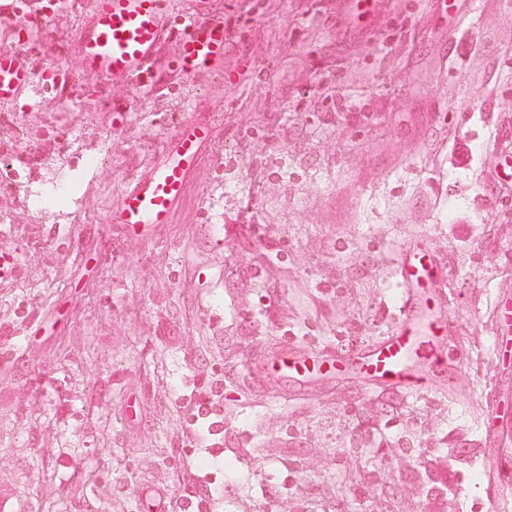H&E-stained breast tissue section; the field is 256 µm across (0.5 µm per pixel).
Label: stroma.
I'll list each match as a JSON object with an SVG mask.
<instances>
[{
  "mask_svg": "<svg viewBox=\"0 0 512 512\" xmlns=\"http://www.w3.org/2000/svg\"><path fill=\"white\" fill-rule=\"evenodd\" d=\"M0 0V47L69 92L0 99V512H490L512 458L498 309L512 302V0H195L224 74L157 48L134 86L85 71L84 0ZM30 12L17 41L5 9ZM193 120L213 137L167 224H116L132 181ZM41 191L34 202L32 191ZM439 263L452 318L423 389L295 385L281 342L345 355L397 325L405 253ZM215 415L191 419L194 383ZM488 499L492 511L498 509L499 499L505 489H511L512 474L510 462H500L495 471H486Z\"/></svg>",
  "mask_w": 512,
  "mask_h": 512,
  "instance_id": "1",
  "label": "stroma"
}]
</instances>
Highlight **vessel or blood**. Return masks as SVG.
Instances as JSON below:
<instances>
[{"instance_id": "1", "label": "vessel or blood", "mask_w": 512, "mask_h": 512, "mask_svg": "<svg viewBox=\"0 0 512 512\" xmlns=\"http://www.w3.org/2000/svg\"><path fill=\"white\" fill-rule=\"evenodd\" d=\"M173 30L165 0H91L89 18L82 30L85 70L119 82H141L149 75L148 63L158 43ZM174 67L192 77L202 71L217 72L224 58L223 23L188 24ZM32 68L13 49H0V97L29 84ZM212 138L207 123L184 126L168 147L165 160L139 176L128 189L123 208L115 213L117 224H165L183 200L190 173ZM437 266L429 252L415 246L401 269L411 291L402 293L399 328L379 344L358 349L345 359L300 350L285 342L271 360L274 370L296 384L323 375L360 372L393 386H417L422 367H440L449 324L444 314L434 313L422 289L431 287ZM488 499L498 506L505 489L512 487V464L499 463L487 472Z\"/></svg>"}]
</instances>
